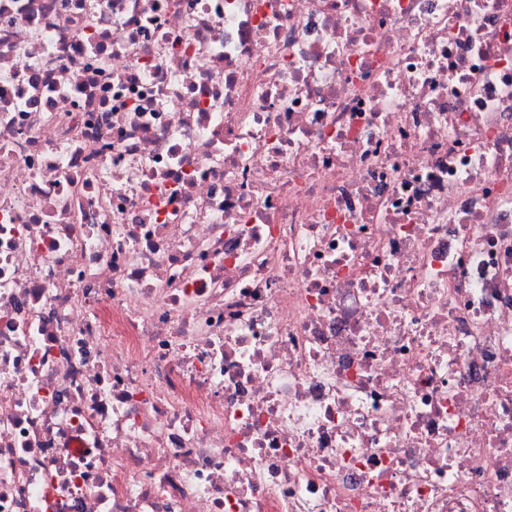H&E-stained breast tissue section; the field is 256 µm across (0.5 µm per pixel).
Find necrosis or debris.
<instances>
[{
	"mask_svg": "<svg viewBox=\"0 0 512 512\" xmlns=\"http://www.w3.org/2000/svg\"><path fill=\"white\" fill-rule=\"evenodd\" d=\"M0 512H512V0H0Z\"/></svg>",
	"mask_w": 512,
	"mask_h": 512,
	"instance_id": "necrosis-or-debris-1",
	"label": "necrosis or debris"
}]
</instances>
